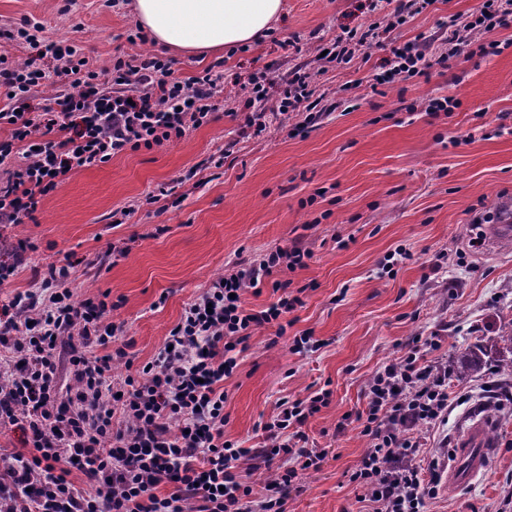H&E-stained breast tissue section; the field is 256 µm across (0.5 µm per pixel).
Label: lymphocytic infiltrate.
Returning a JSON list of instances; mask_svg holds the SVG:
<instances>
[{"mask_svg": "<svg viewBox=\"0 0 512 512\" xmlns=\"http://www.w3.org/2000/svg\"><path fill=\"white\" fill-rule=\"evenodd\" d=\"M432 2L393 0L381 20L341 29L318 44L323 64H347L379 47L386 55L375 83L383 86L430 77L454 57L500 53L491 35L512 26V0H483L465 19L449 17L445 54L430 55L421 36L398 41L395 31ZM31 45L34 55L22 60L0 54V162L18 161L0 178L1 226L34 219L70 174L179 141L214 118L212 69L181 80L169 61L146 52L114 56L99 70L73 46L45 37ZM47 59L61 62L69 81L32 112L26 102L44 84ZM316 77L303 65L279 82L266 70L251 73L235 98L251 136L267 129L253 106L268 99L280 114L312 122ZM37 249L32 238L1 237L0 285ZM311 257L296 238L261 259L239 258L187 304L157 355L140 366L123 323L111 319L116 305L108 293L74 299V261L31 267L40 293L0 304V427L20 431L23 444L0 453V512H286L302 475L320 471L328 457L309 447L303 427L328 406L330 393L280 403L261 426L262 447L244 448L224 437V381L258 330L270 331L273 347L292 327L304 290L291 275ZM267 287L273 302L244 308L245 294ZM441 342L426 337L368 382L360 422L368 447L349 481L369 512H425L437 494L436 472L415 459L420 428L445 420L452 404L447 364L428 358ZM120 365L127 374L118 378ZM64 372L70 384L62 392ZM250 461L267 471L262 490L242 474Z\"/></svg>", "mask_w": 512, "mask_h": 512, "instance_id": "obj_1", "label": "lymphocytic infiltrate"}]
</instances>
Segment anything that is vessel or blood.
Returning <instances> with one entry per match:
<instances>
[{"mask_svg":"<svg viewBox=\"0 0 512 512\" xmlns=\"http://www.w3.org/2000/svg\"><path fill=\"white\" fill-rule=\"evenodd\" d=\"M491 426V420L482 417L473 420L459 433L452 450L451 465L439 469L440 479L445 486L458 489L476 476L488 473L495 448Z\"/></svg>","mask_w":512,"mask_h":512,"instance_id":"1","label":"vessel or blood"}]
</instances>
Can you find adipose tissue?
I'll return each instance as SVG.
<instances>
[{"instance_id": "1", "label": "adipose tissue", "mask_w": 512, "mask_h": 512, "mask_svg": "<svg viewBox=\"0 0 512 512\" xmlns=\"http://www.w3.org/2000/svg\"><path fill=\"white\" fill-rule=\"evenodd\" d=\"M136 21L153 43L186 54L232 49L266 36L282 0H136Z\"/></svg>"}]
</instances>
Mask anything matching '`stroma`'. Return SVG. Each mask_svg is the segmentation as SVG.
Wrapping results in <instances>:
<instances>
[{
  "label": "stroma",
  "instance_id": "35a3bbf8",
  "mask_svg": "<svg viewBox=\"0 0 512 512\" xmlns=\"http://www.w3.org/2000/svg\"><path fill=\"white\" fill-rule=\"evenodd\" d=\"M284 2L274 40L245 51L173 55L176 75L186 79L221 65L220 98L230 109L247 72L268 66L274 78L287 77L314 59L318 39L371 19L362 0ZM480 2L434 0L396 35L426 36L431 52H445L441 23L471 14ZM23 22L74 45L98 67L140 51L127 41L136 25L132 0H0V27ZM294 36L302 52L278 48ZM493 37L505 44L500 54L450 59L444 74L398 83L381 95L370 86L382 50L329 69L318 79L316 123L299 133L271 119L263 135L246 137L240 119L226 116L165 147L76 172L45 197L35 222L8 228V236L33 238L39 249L0 288V301L32 288V266L77 258L74 296L107 291L120 300L112 318L124 323L140 366L156 356L187 303L239 256L258 259L303 238L313 256L292 279L306 289L304 305L276 347L261 330L240 355L224 382V437L258 447L255 428L276 415L278 401L330 390L329 405L304 427L310 447L327 449L328 460L303 476L304 489L287 510L361 512L346 472L367 441L354 422L339 435L334 428L365 411L372 375L416 336H442L439 354L451 360L512 332V246L481 243L480 225L469 221L470 209L495 213L512 200V27ZM445 96L457 100L456 109L418 111L424 98ZM163 187L172 198H159ZM121 210L123 224L113 225L112 213ZM111 245L130 251L96 264ZM401 248L412 260L382 273L384 258ZM305 331L322 348L293 353V336ZM499 380L489 371L450 378L447 421L422 430L416 463L424 469L453 448L472 418L491 417L496 443L489 476L456 491L439 488L428 512H512V403L483 392Z\"/></svg>",
  "mask_w": 512,
  "mask_h": 512
}]
</instances>
